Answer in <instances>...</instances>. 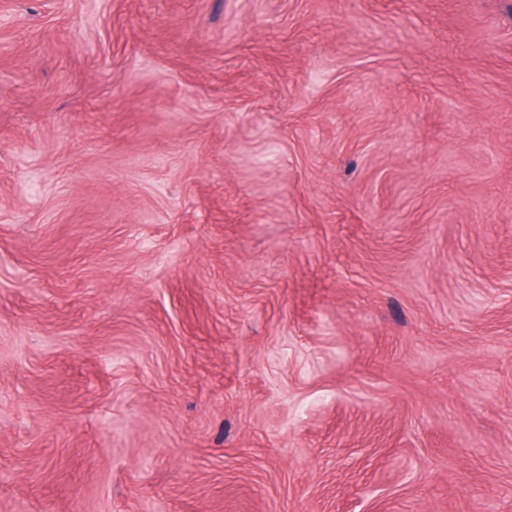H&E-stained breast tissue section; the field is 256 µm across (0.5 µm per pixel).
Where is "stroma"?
Returning <instances> with one entry per match:
<instances>
[{
    "label": "stroma",
    "instance_id": "35a3bbf8",
    "mask_svg": "<svg viewBox=\"0 0 512 512\" xmlns=\"http://www.w3.org/2000/svg\"><path fill=\"white\" fill-rule=\"evenodd\" d=\"M0 512H512V0H0Z\"/></svg>",
    "mask_w": 512,
    "mask_h": 512
}]
</instances>
